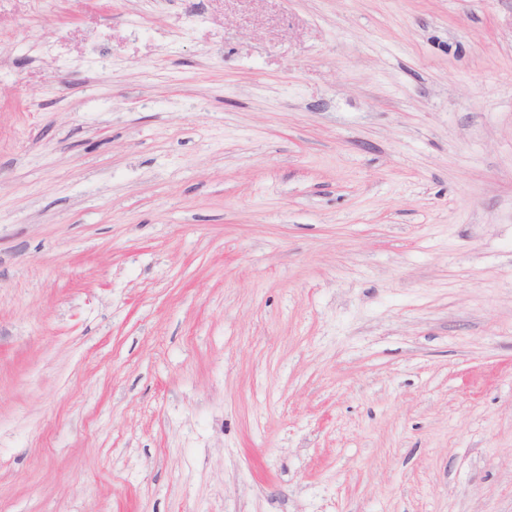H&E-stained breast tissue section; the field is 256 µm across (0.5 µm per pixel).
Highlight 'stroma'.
Segmentation results:
<instances>
[{"label":"stroma","mask_w":512,"mask_h":512,"mask_svg":"<svg viewBox=\"0 0 512 512\" xmlns=\"http://www.w3.org/2000/svg\"><path fill=\"white\" fill-rule=\"evenodd\" d=\"M195 7L0 0V512H512V0Z\"/></svg>","instance_id":"obj_1"}]
</instances>
